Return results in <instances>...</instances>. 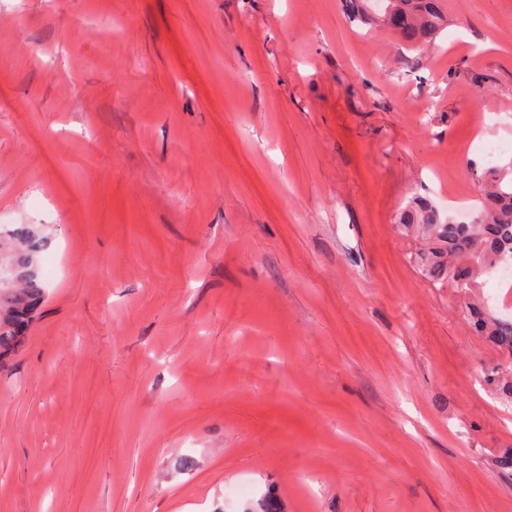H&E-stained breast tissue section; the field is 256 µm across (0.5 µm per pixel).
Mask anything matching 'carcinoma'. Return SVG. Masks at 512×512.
I'll list each match as a JSON object with an SVG mask.
<instances>
[{
    "mask_svg": "<svg viewBox=\"0 0 512 512\" xmlns=\"http://www.w3.org/2000/svg\"><path fill=\"white\" fill-rule=\"evenodd\" d=\"M383 25L405 45L430 43L440 33L444 15L441 0H396L385 13ZM483 205L471 224L437 222L433 209L410 206L401 215L404 224L426 226L435 246L423 254L424 265L432 276H441L448 259L467 256L472 265L461 268L464 279L456 287L468 288L476 274L495 269L502 262L512 263V163L490 167L483 173ZM19 245L15 258L16 289L0 294V357L20 341L41 302L43 286L34 259L46 245L41 230L22 224L12 231ZM478 331L497 338L512 351V321L485 315L479 307L470 308Z\"/></svg>",
    "mask_w": 512,
    "mask_h": 512,
    "instance_id": "carcinoma-1",
    "label": "carcinoma"
}]
</instances>
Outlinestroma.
<instances>
[{"instance_id": "35a3bbf8", "label": "stroma", "mask_w": 512, "mask_h": 512, "mask_svg": "<svg viewBox=\"0 0 512 512\" xmlns=\"http://www.w3.org/2000/svg\"><path fill=\"white\" fill-rule=\"evenodd\" d=\"M409 50L342 0H0V512H512V284L423 271L512 161V0ZM11 237L19 245L15 258L17 288L0 293V358L20 341L41 302L43 286L35 269L34 259L46 245L41 230L35 224H22ZM468 309L475 319L478 331L486 336H496L501 346L512 351V321L487 316L479 307Z\"/></svg>"}]
</instances>
